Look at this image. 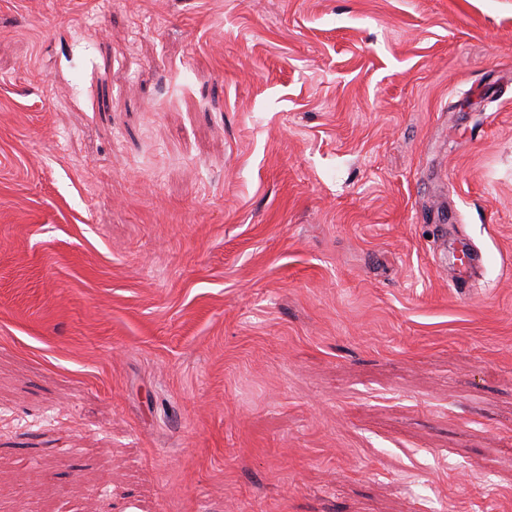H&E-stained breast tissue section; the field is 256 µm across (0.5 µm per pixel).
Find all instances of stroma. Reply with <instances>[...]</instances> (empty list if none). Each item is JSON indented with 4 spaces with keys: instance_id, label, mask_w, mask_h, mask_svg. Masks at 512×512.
Instances as JSON below:
<instances>
[{
    "instance_id": "35a3bbf8",
    "label": "stroma",
    "mask_w": 512,
    "mask_h": 512,
    "mask_svg": "<svg viewBox=\"0 0 512 512\" xmlns=\"http://www.w3.org/2000/svg\"><path fill=\"white\" fill-rule=\"evenodd\" d=\"M0 512H512V0H0Z\"/></svg>"
}]
</instances>
